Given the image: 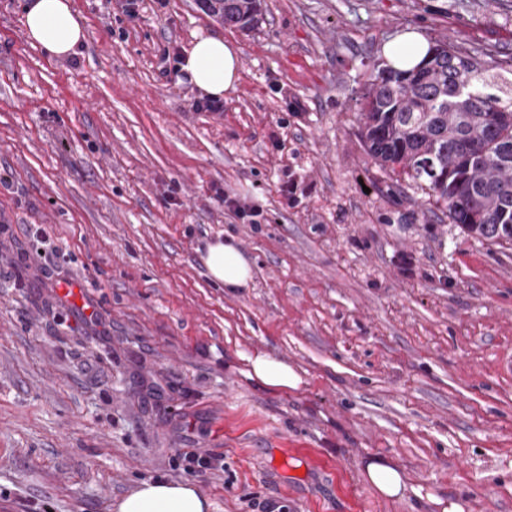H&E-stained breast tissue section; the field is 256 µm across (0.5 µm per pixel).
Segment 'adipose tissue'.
<instances>
[{
  "label": "adipose tissue",
  "instance_id": "adipose-tissue-1",
  "mask_svg": "<svg viewBox=\"0 0 512 512\" xmlns=\"http://www.w3.org/2000/svg\"><path fill=\"white\" fill-rule=\"evenodd\" d=\"M23 24L27 38L56 59L77 54L84 40L74 0H30ZM178 68L201 96L219 99L238 80L237 50L220 37L197 38L183 48ZM201 261L208 276L224 287L245 288L252 280L251 264L233 240L217 238L207 242ZM244 362V375L267 389L285 393L298 389L303 382L288 363L270 354L248 355ZM364 477L382 497L404 500L424 496L442 512H465L462 502H446L437 494H423L421 487L411 484L393 461L370 458ZM210 507L191 483L155 480L141 482L121 496L115 512H209Z\"/></svg>",
  "mask_w": 512,
  "mask_h": 512
}]
</instances>
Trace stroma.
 Wrapping results in <instances>:
<instances>
[{"label": "stroma", "instance_id": "stroma-1", "mask_svg": "<svg viewBox=\"0 0 512 512\" xmlns=\"http://www.w3.org/2000/svg\"><path fill=\"white\" fill-rule=\"evenodd\" d=\"M507 0H75L85 39L48 57L0 0V512H113L194 478L212 512H435L380 498L368 459L512 512V244L476 239L359 137L358 90L405 31L512 61ZM238 51L223 113L175 79L196 34ZM245 202L251 216L228 200ZM233 237L246 288L200 260ZM268 353L304 383L242 373ZM211 14L218 15L225 25L247 26L257 24L260 15L259 0H201ZM207 2V3H206ZM203 6V7H204Z\"/></svg>", "mask_w": 512, "mask_h": 512}]
</instances>
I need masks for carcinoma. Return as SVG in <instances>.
<instances>
[{
  "label": "carcinoma",
  "instance_id": "1",
  "mask_svg": "<svg viewBox=\"0 0 512 512\" xmlns=\"http://www.w3.org/2000/svg\"><path fill=\"white\" fill-rule=\"evenodd\" d=\"M202 2L226 25L259 21L260 0ZM357 103L380 169L412 180L477 238L512 242V78L437 40L419 66L377 67Z\"/></svg>",
  "mask_w": 512,
  "mask_h": 512
}]
</instances>
